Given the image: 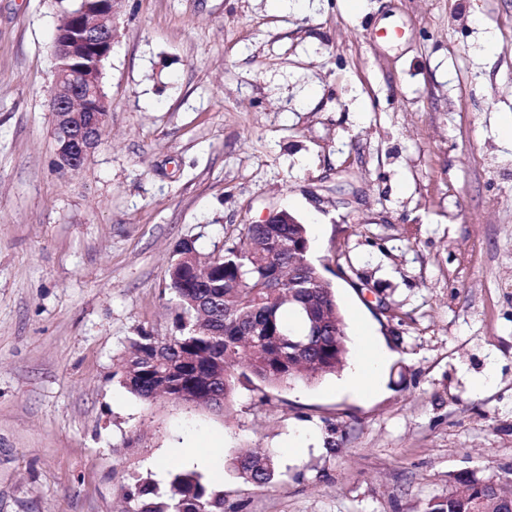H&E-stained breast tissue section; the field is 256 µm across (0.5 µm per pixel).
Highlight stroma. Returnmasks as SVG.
<instances>
[{
  "label": "stroma",
  "mask_w": 512,
  "mask_h": 512,
  "mask_svg": "<svg viewBox=\"0 0 512 512\" xmlns=\"http://www.w3.org/2000/svg\"><path fill=\"white\" fill-rule=\"evenodd\" d=\"M61 10L0 0V512H136L135 480L168 492L191 448L225 512H421L457 473L512 477V0H120L76 171L51 135ZM280 209L339 295L344 369L237 382L219 414L131 394L130 339L176 332L174 246ZM245 448L276 457L268 488L232 470Z\"/></svg>",
  "instance_id": "35a3bbf8"
}]
</instances>
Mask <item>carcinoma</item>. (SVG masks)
Instances as JSON below:
<instances>
[{
    "label": "carcinoma",
    "mask_w": 512,
    "mask_h": 512,
    "mask_svg": "<svg viewBox=\"0 0 512 512\" xmlns=\"http://www.w3.org/2000/svg\"><path fill=\"white\" fill-rule=\"evenodd\" d=\"M307 240L303 224H247L230 245L209 258L216 277L205 288L190 274L199 251L190 241L174 249L169 288L181 296L179 334L143 333L129 343L119 371L127 389L145 402L166 365H180L178 390L187 400H204L213 389L229 401L235 381L254 377L271 387L312 382L343 369L348 355L346 323L334 288L320 269L306 266L303 284L267 287L275 257L288 261V237ZM224 373V382L213 377ZM239 478L255 488L270 485L276 462L270 455L247 451L232 462ZM482 492L487 512L496 501L512 503V478H490ZM138 512H224V497L208 490L201 475H174L171 494L163 497L149 480L126 493ZM473 497L460 489L430 499L423 512H471Z\"/></svg>",
    "instance_id": "carcinoma-1"
}]
</instances>
